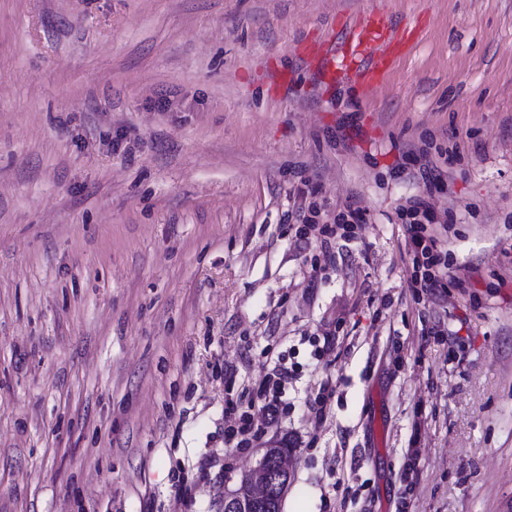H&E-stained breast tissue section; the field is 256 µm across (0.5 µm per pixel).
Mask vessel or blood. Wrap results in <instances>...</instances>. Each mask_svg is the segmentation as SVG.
I'll return each mask as SVG.
<instances>
[{"label": "vessel or blood", "instance_id": "b4317fda", "mask_svg": "<svg viewBox=\"0 0 512 512\" xmlns=\"http://www.w3.org/2000/svg\"><path fill=\"white\" fill-rule=\"evenodd\" d=\"M404 45L401 29L393 27L386 13L375 10L342 19L336 39L309 46L305 54L327 80L374 86L385 78Z\"/></svg>", "mask_w": 512, "mask_h": 512}]
</instances>
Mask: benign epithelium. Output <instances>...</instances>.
I'll list each match as a JSON object with an SVG mask.
<instances>
[{"mask_svg": "<svg viewBox=\"0 0 512 512\" xmlns=\"http://www.w3.org/2000/svg\"><path fill=\"white\" fill-rule=\"evenodd\" d=\"M292 458L283 454L273 459L261 454L246 474L247 493L234 489L224 493V512H256L271 507L283 512L291 484Z\"/></svg>", "mask_w": 512, "mask_h": 512, "instance_id": "7a95c632", "label": "benign epithelium"}]
</instances>
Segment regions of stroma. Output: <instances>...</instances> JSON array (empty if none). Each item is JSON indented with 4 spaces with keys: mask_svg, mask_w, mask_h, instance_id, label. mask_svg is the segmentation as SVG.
<instances>
[{
    "mask_svg": "<svg viewBox=\"0 0 512 512\" xmlns=\"http://www.w3.org/2000/svg\"><path fill=\"white\" fill-rule=\"evenodd\" d=\"M371 9L415 42L325 82L302 43ZM285 438L284 512H512V0H0V512H220ZM436 170L435 167H429L428 163L419 168L418 171L425 180V191L406 200L398 212L405 229L407 245L414 254V261L418 267L424 269L420 276L416 274L412 278L411 288H422L429 294H435L438 288H445L443 276L448 274V253L442 250V232L434 225V213L428 200L432 187L445 186L442 175L436 174ZM441 268L446 271L439 274ZM311 214L312 217L309 219V222H312V224H319V219L324 221V224H336V229L333 227L328 229L329 238L333 237L335 234L337 235V229L344 230L345 232L340 234L339 237L345 241H349L352 238V235L349 234V232L350 229L353 228V224L365 223L364 215L358 209L352 208L350 204H346L343 209L336 213L327 211L321 216V211L316 209L311 212ZM278 379L270 387L269 379L265 382L264 388L260 395L264 398L263 409H265L271 419H275L279 411V402L281 401V393L283 389V382L287 380L285 373L275 375ZM274 376V377H275ZM283 381V382H282Z\"/></svg>",
    "mask_w": 512,
    "mask_h": 512,
    "instance_id": "1",
    "label": "stroma"
}]
</instances>
